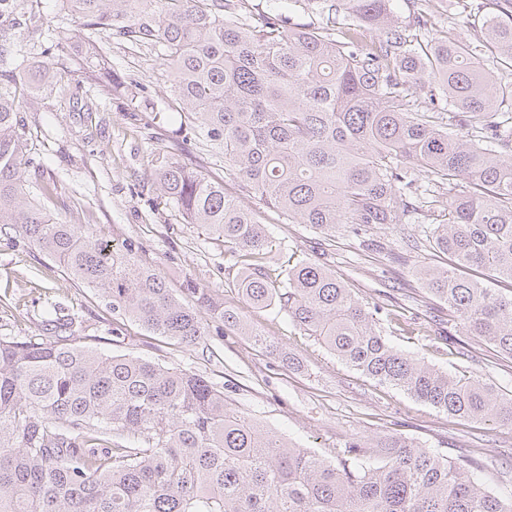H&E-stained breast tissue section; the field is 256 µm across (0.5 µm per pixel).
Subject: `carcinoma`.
Listing matches in <instances>:
<instances>
[{"label":"carcinoma","instance_id":"obj_1","mask_svg":"<svg viewBox=\"0 0 512 512\" xmlns=\"http://www.w3.org/2000/svg\"><path fill=\"white\" fill-rule=\"evenodd\" d=\"M84 21L90 49L112 30L150 43L172 76L185 131L224 155V168L260 203L328 235L408 224L444 213L428 232L448 267L414 273L448 306L462 333L512 358V87L483 67L512 62V20L468 18L473 45L440 33L420 10L398 25L391 0H323L326 24L257 23L233 0H59ZM380 30L376 40L368 30ZM53 83L43 63L33 90ZM455 115L433 106L436 97ZM429 99L432 106L422 104ZM501 121L487 124L492 111ZM15 99L0 90V229L25 236L112 312L185 347L206 326L199 307L251 337L284 364L234 309L204 291L177 296L128 249L111 250L44 212L26 176ZM427 173L419 181L415 172ZM157 188L188 224L239 248L238 292L277 305L348 367L448 415L512 426V397L477 378L440 371L395 348L379 308L363 306L328 269L302 260L278 273L277 247L224 183L162 159ZM54 340L0 336V512H512L478 478V463L450 459L392 435L347 442L331 463L228 407L203 376L132 354L76 345L72 315L53 305Z\"/></svg>","mask_w":512,"mask_h":512}]
</instances>
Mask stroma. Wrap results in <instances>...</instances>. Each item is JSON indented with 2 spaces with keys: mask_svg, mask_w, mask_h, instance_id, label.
<instances>
[{
  "mask_svg": "<svg viewBox=\"0 0 512 512\" xmlns=\"http://www.w3.org/2000/svg\"><path fill=\"white\" fill-rule=\"evenodd\" d=\"M245 6L253 19L277 9L294 23L323 22L317 0H246ZM430 6L438 27L470 42L480 33L460 20L471 8L495 7L503 19L512 18V0H430ZM102 42L104 55L93 54L80 20L61 12L58 0H17L12 14L0 16V49L19 63L0 76V86L16 94L30 159L26 174L50 189L40 197L41 206L56 222L83 225L108 245L134 247L174 292L205 289L270 343L293 353L298 364L279 362L249 337L211 320L192 349L152 334L112 314L12 229L0 232V336L44 335V309L53 302L78 317L77 341L192 370L223 386L231 407L323 457L333 458L351 439L374 444L400 435L451 458H474L484 484L501 488L512 469L511 427L449 417L342 364L285 310L246 303L236 286L241 267L229 248L185 223L161 198L154 174L166 157L223 182L281 242L272 267L290 258L325 266L367 307L403 314L413 323L410 333L383 324L394 347L440 370L477 377L511 397L512 360L485 342L449 335L447 306L429 298L412 274L415 261L448 262L430 248L423 225L385 224L358 235L341 224L328 239L255 207L252 194L225 169L222 154L179 133L172 78L155 50L109 33ZM44 62L52 63L58 82L41 93L28 78Z\"/></svg>",
  "mask_w": 512,
  "mask_h": 512,
  "instance_id": "obj_1",
  "label": "stroma"
}]
</instances>
